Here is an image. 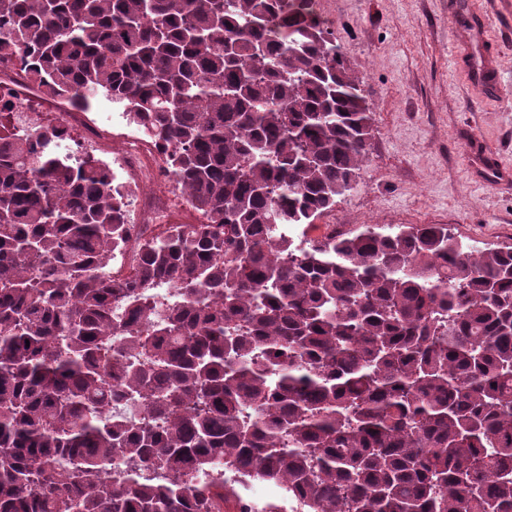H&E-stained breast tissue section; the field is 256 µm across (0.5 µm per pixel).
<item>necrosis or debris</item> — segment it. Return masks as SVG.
Here are the masks:
<instances>
[{
    "label": "necrosis or debris",
    "instance_id": "obj_1",
    "mask_svg": "<svg viewBox=\"0 0 512 512\" xmlns=\"http://www.w3.org/2000/svg\"><path fill=\"white\" fill-rule=\"evenodd\" d=\"M1 93L12 97L24 120L58 130L62 140L69 142L73 157L102 151L104 133L121 139L122 147L113 152L109 167L120 172L123 185L132 194L126 200L128 235L112 257V279L125 278L144 247L170 227L196 223L194 208L175 188L170 147L127 123L124 113L89 116L59 98L42 94L34 89L27 65L18 60L0 61Z\"/></svg>",
    "mask_w": 512,
    "mask_h": 512
}]
</instances>
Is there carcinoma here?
I'll list each match as a JSON object with an SVG mask.
<instances>
[{"label": "carcinoma", "instance_id": "carcinoma-1", "mask_svg": "<svg viewBox=\"0 0 512 512\" xmlns=\"http://www.w3.org/2000/svg\"><path fill=\"white\" fill-rule=\"evenodd\" d=\"M1 56L172 146L205 223L113 281L112 174L0 102V512H224L221 464L299 512H512V247L295 243L373 137L311 0H0Z\"/></svg>", "mask_w": 512, "mask_h": 512}]
</instances>
